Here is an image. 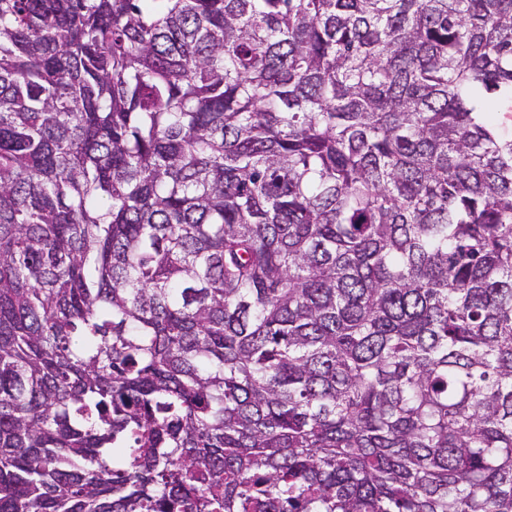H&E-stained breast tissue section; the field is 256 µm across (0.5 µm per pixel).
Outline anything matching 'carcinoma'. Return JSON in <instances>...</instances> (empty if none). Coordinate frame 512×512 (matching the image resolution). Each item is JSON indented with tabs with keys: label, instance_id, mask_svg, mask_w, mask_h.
Here are the masks:
<instances>
[{
	"label": "carcinoma",
	"instance_id": "cac0c4a2",
	"mask_svg": "<svg viewBox=\"0 0 512 512\" xmlns=\"http://www.w3.org/2000/svg\"><path fill=\"white\" fill-rule=\"evenodd\" d=\"M512 0H0V512H512Z\"/></svg>",
	"mask_w": 512,
	"mask_h": 512
}]
</instances>
